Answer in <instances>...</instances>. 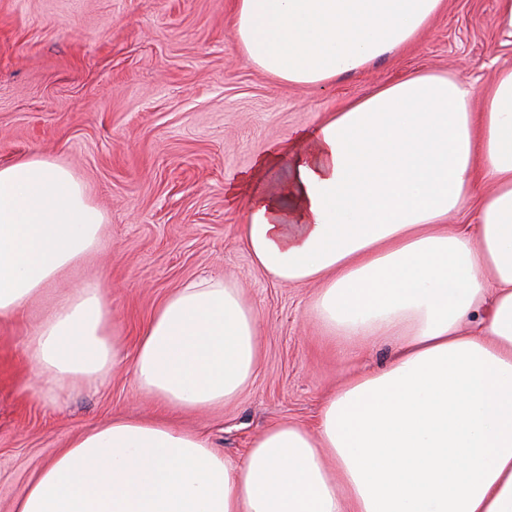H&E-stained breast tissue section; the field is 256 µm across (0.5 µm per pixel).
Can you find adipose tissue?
<instances>
[{"label":"adipose tissue","mask_w":512,"mask_h":512,"mask_svg":"<svg viewBox=\"0 0 512 512\" xmlns=\"http://www.w3.org/2000/svg\"><path fill=\"white\" fill-rule=\"evenodd\" d=\"M444 0H235L245 60L324 86L412 44ZM480 112H472V98ZM265 273L320 281L310 307L380 370L349 378L315 428L268 427L245 458L162 420L121 417L72 440L15 512H512V68L483 90L414 73L297 130L225 187ZM474 205V228L448 227ZM104 213L68 167L0 165V319L97 251ZM258 318L206 276L157 306L133 356L139 390L175 410L238 397ZM100 280L77 284L28 351L50 401L92 390L121 356Z\"/></svg>","instance_id":"obj_1"}]
</instances>
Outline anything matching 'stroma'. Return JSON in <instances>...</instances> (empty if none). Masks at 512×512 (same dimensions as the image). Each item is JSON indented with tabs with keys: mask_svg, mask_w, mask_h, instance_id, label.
I'll return each mask as SVG.
<instances>
[{
	"mask_svg": "<svg viewBox=\"0 0 512 512\" xmlns=\"http://www.w3.org/2000/svg\"><path fill=\"white\" fill-rule=\"evenodd\" d=\"M234 0H0V163L38 154L68 166L106 215L100 248L0 322V512L84 431L115 417L165 415L233 461L278 422L313 427L354 373L388 363L324 334L309 314L319 285L273 280L238 238L226 181L288 133L421 71L487 88L512 67L501 0H447L406 49L330 86L294 85L248 64ZM226 277L260 317L252 382L223 407L162 412L131 358L159 303L186 282ZM100 278L126 357L102 385L46 404L26 347L70 288Z\"/></svg>",
	"mask_w": 512,
	"mask_h": 512,
	"instance_id": "35a3bbf8",
	"label": "stroma"
}]
</instances>
